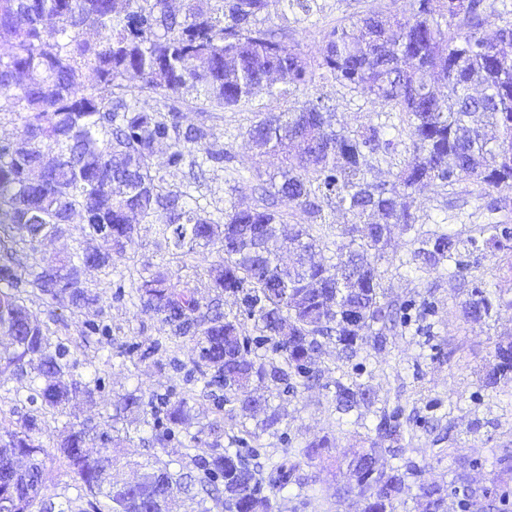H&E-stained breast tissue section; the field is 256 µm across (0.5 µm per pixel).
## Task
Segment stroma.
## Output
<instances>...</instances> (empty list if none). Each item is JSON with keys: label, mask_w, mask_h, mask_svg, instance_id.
I'll use <instances>...</instances> for the list:
<instances>
[{"label": "stroma", "mask_w": 512, "mask_h": 512, "mask_svg": "<svg viewBox=\"0 0 512 512\" xmlns=\"http://www.w3.org/2000/svg\"><path fill=\"white\" fill-rule=\"evenodd\" d=\"M391 4L405 12L410 0H322L323 10L316 20L289 22L290 38L301 52L315 56L326 30ZM316 91L334 107L338 125L355 128L369 121L372 105L334 80L318 82ZM183 96L187 122L206 124L223 134L233 167L244 172L256 163L269 171L277 166L276 158H257L245 132L264 113L283 109L281 95L262 92L248 104L221 112L210 111L193 89L184 90ZM204 191L217 207L231 198L245 206L254 201L249 182L233 183L222 168L207 172ZM503 199L512 202V183L492 187L463 179L449 187H428L413 195L410 203L423 229H440L464 240L470 237L474 224L502 221L512 225V213L492 208L493 203ZM140 235L141 247L118 261L116 274L107 276L96 270L85 274L87 287L100 297L99 304L76 316L40 300L32 305L42 320L55 316L65 320L66 325L55 333V340L68 346L71 360L77 363L76 374L98 381L93 400L73 399L66 415L46 416L47 433L55 435L71 423L102 425L112 416L117 401L134 390L147 397L167 394L177 398L190 393L196 396L197 403L187 425L176 431L169 448L186 450L192 459L204 458L215 446L212 436L203 433L202 428L223 421L224 412L201 396L194 344L188 338L169 335L158 320L140 315L127 289L118 285L119 275L159 262L153 225H141ZM412 239L409 233L395 234L378 268L389 297L426 301L428 314H412L410 324L399 335L390 337L382 351L367 345L347 359L341 357L335 344H325L318 360L321 385L300 387L290 393L274 392L271 403L282 415L277 430L255 439L246 438L242 446L243 451L257 452L264 462L279 459L288 450L303 447L316 438L330 441L331 448L322 458H298L301 480L277 491L280 512H361L357 499L340 504L333 496L345 476L338 451L363 446L374 438L380 416L397 407L403 411L404 453L398 460L383 454L381 467L389 469L398 461H410L418 466L422 480L444 485L450 483L454 471L461 470L473 489L495 488L493 478L499 460L505 452L512 451V383L492 390L483 385L482 377L493 360L495 344L512 340V308L493 310L481 323L466 320L461 308L466 291L449 286L448 270L421 273L405 266L413 248ZM462 259L468 265L467 280H484L505 298H512V249L501 251L497 259L490 260L466 248ZM85 321L108 326L110 335H80L78 326ZM34 377L31 371L0 375V433L14 428L31 412L23 395ZM339 378L370 386L375 393L372 403L349 414H339L333 397V384ZM117 426L130 431L132 444L121 449L112 475L118 480H130L137 464L152 461L162 450L153 441V425L125 419Z\"/></svg>", "instance_id": "stroma-1"}]
</instances>
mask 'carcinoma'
<instances>
[{
	"label": "carcinoma",
	"instance_id": "carcinoma-1",
	"mask_svg": "<svg viewBox=\"0 0 512 512\" xmlns=\"http://www.w3.org/2000/svg\"><path fill=\"white\" fill-rule=\"evenodd\" d=\"M270 0H0V120L20 121L19 138L0 139V373L37 370L26 400L35 412L0 435V512H67L44 489L42 416L63 415L70 400L91 398V382L75 376L76 362L52 344L48 325L27 305L35 297L80 313L99 301L79 277L87 268L105 274L138 248L137 224H153L157 245L181 263L197 249L219 253L207 295L156 270L130 280L140 313L157 318L173 336L189 337L206 388L222 391L231 422L255 421L267 432L281 422L267 393L321 385L316 367L323 340L347 358L366 344L383 348L407 322L405 304L387 297L378 260L395 231L410 232L420 218L405 198L432 185L462 178L488 186L512 182V21L501 19L497 0H411V11L371 10L324 34L320 54L309 58L288 43L284 29L266 26ZM282 19L309 20L318 0H278ZM90 71L93 81L82 80ZM140 79L138 91L124 84ZM390 108L356 128L337 127L321 95L282 112H269L246 130L260 153L282 156L271 174L254 166L255 204L229 201L212 212L197 196L208 169L233 160L212 127L189 124L179 91L199 90L211 110L248 103L255 91L279 82L306 91L322 79ZM155 105H138L137 93ZM410 141L394 181L378 179L397 142ZM162 145L166 173L154 168ZM181 175L178 183L166 175ZM286 198L292 212L278 209ZM337 211L350 222L335 230ZM100 246L67 257L37 258L48 238L63 237L74 218ZM291 226L282 238L280 227ZM337 232L339 242L330 241ZM471 245L490 255L512 241L506 224H478ZM335 260L320 258L329 245ZM411 260L436 270H460V241L444 232L414 239ZM246 301L245 317L224 311V296ZM512 307L482 282L472 283L464 316L479 322L496 306ZM251 322L273 356L260 355L244 334ZM512 381V342L499 343L485 375L494 388ZM336 409L371 403L368 386L337 379ZM143 396L122 398L119 414H147ZM191 398L165 401L167 430L154 442L167 447L173 429L186 424ZM69 426L53 447L71 474L76 498L94 512H176L178 496L195 502L224 497L225 512H279L275 493L294 478L288 458L255 462L236 440L201 458L191 470L181 458L144 465L135 487L112 480V449L130 436ZM401 425L384 414L366 448L342 452L346 481L337 502L352 497L362 512H399L417 466L377 467L378 456H398ZM329 447L325 437L297 454L312 459ZM464 506L501 512L496 499L479 496L458 473L451 481ZM417 512H447L448 490L419 483Z\"/></svg>",
	"mask_w": 512,
	"mask_h": 512
}]
</instances>
